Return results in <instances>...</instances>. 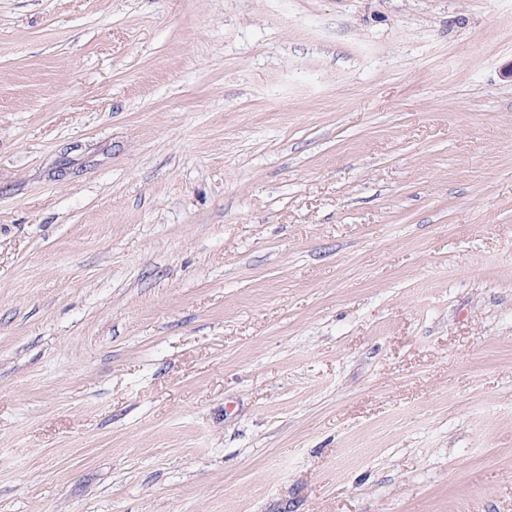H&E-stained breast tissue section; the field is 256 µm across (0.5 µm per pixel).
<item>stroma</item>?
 Wrapping results in <instances>:
<instances>
[{
    "label": "stroma",
    "instance_id": "35a3bbf8",
    "mask_svg": "<svg viewBox=\"0 0 512 512\" xmlns=\"http://www.w3.org/2000/svg\"><path fill=\"white\" fill-rule=\"evenodd\" d=\"M512 0H0V512H512Z\"/></svg>",
    "mask_w": 512,
    "mask_h": 512
}]
</instances>
